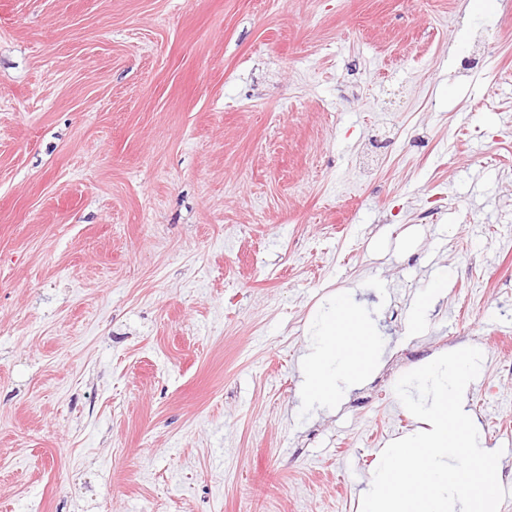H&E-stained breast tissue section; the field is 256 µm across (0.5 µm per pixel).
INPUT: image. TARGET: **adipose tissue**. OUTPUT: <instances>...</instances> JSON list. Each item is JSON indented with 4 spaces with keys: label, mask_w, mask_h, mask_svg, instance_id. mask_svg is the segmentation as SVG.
Instances as JSON below:
<instances>
[{
    "label": "adipose tissue",
    "mask_w": 512,
    "mask_h": 512,
    "mask_svg": "<svg viewBox=\"0 0 512 512\" xmlns=\"http://www.w3.org/2000/svg\"><path fill=\"white\" fill-rule=\"evenodd\" d=\"M376 343L374 328L354 312L346 294L334 295L317 322L311 352L301 360L305 405L333 409L343 385L360 380L372 367Z\"/></svg>",
    "instance_id": "obj_1"
}]
</instances>
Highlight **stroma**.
I'll list each match as a JSON object with an SVG mask.
<instances>
[{"label": "stroma", "instance_id": "stroma-1", "mask_svg": "<svg viewBox=\"0 0 512 512\" xmlns=\"http://www.w3.org/2000/svg\"><path fill=\"white\" fill-rule=\"evenodd\" d=\"M346 290L382 367L326 415ZM500 341L512 0H0V512H360L469 346L512 512ZM376 343L374 328L353 311L346 294L334 295L317 322L312 351L301 360L305 405L321 410L336 407L341 384L360 380L373 366Z\"/></svg>", "mask_w": 512, "mask_h": 512}]
</instances>
